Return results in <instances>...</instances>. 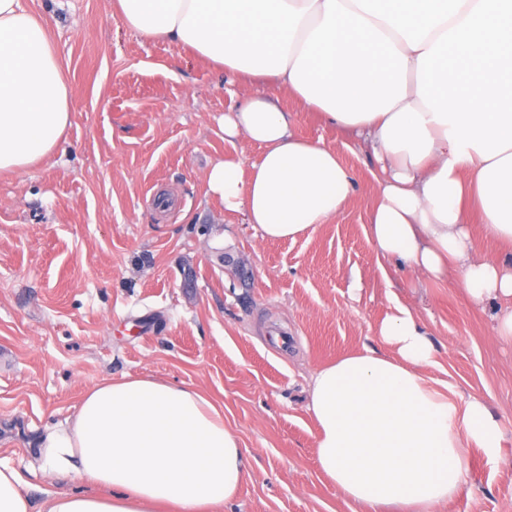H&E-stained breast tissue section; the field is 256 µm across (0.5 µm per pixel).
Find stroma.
Masks as SVG:
<instances>
[{
    "label": "stroma",
    "mask_w": 512,
    "mask_h": 512,
    "mask_svg": "<svg viewBox=\"0 0 512 512\" xmlns=\"http://www.w3.org/2000/svg\"><path fill=\"white\" fill-rule=\"evenodd\" d=\"M26 2L73 90L55 153L0 178V457L29 472L32 501L87 490L40 474L37 441L86 389L130 374L223 401L249 468L224 512H362L317 467L309 390L319 368L382 349L381 321L404 307L438 350L429 375L484 401L504 432L496 456L470 449L462 494L436 512H512V345L497 306H474L456 273L412 274L368 243L369 147L281 94L297 134L336 149L356 191L314 231L262 239L206 193L240 84L125 28L113 0Z\"/></svg>",
    "instance_id": "1"
}]
</instances>
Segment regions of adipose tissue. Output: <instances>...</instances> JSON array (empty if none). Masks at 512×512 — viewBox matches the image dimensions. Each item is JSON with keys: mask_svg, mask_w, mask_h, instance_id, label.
<instances>
[{"mask_svg": "<svg viewBox=\"0 0 512 512\" xmlns=\"http://www.w3.org/2000/svg\"><path fill=\"white\" fill-rule=\"evenodd\" d=\"M138 35L178 42L251 86L223 118L232 144L208 195L263 238L329 223L355 191L335 149L299 137L287 92L328 124L367 136L380 164L367 241L410 272H456L471 302L495 301L512 343V257L486 259L473 231L512 243V0H113ZM72 92L41 16L0 0V175L54 153ZM245 141L260 149L245 162ZM372 348L320 368L309 408L321 473L363 512H434L456 500L469 447L495 454L503 432L480 399L428 375L436 350L405 308ZM42 468L91 489L32 506L0 459V512H222L248 475L224 406L192 387L125 375L96 383L42 435Z\"/></svg>", "mask_w": 512, "mask_h": 512, "instance_id": "obj_1", "label": "adipose tissue"}]
</instances>
